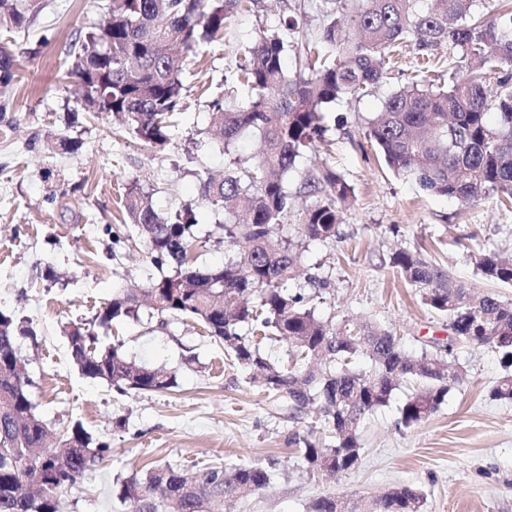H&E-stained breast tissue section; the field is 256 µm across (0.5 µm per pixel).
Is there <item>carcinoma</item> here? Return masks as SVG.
I'll return each instance as SVG.
<instances>
[{
    "mask_svg": "<svg viewBox=\"0 0 512 512\" xmlns=\"http://www.w3.org/2000/svg\"><path fill=\"white\" fill-rule=\"evenodd\" d=\"M261 0H107L106 22L73 44L69 74L82 89L86 114L110 113L131 137L165 145L182 97V54L224 39L236 16L256 13ZM321 33L295 41L297 24L285 19L274 30L260 29L237 52L234 82L245 100L226 107L216 101L211 124L219 126L224 154L248 129L261 135L263 150L250 163L236 156L224 177L202 180L197 202L163 216L152 194L126 189L125 213L159 271L143 288H126L99 308L89 323L64 327L70 359L79 374L105 381L126 393L165 392L176 375L129 358L122 345L99 348L97 330L116 320H140L148 307L171 321L191 319L271 398L284 403L297 423L313 407L331 441L303 442L299 458L307 471L346 473L361 456L364 418L389 404L399 382L413 384L400 408L401 422L415 425L435 413L465 374L449 359L456 341L490 346L509 367L491 388L496 399L512 400V303L486 295L474 302L469 289L419 254L398 251L391 264L431 310L448 316L452 336L444 350L405 353L391 332L367 323L336 328L308 306L302 288L329 287L300 277L304 241L336 237L337 204L351 188L325 169L303 178L297 193L286 177L295 159L324 137L322 105L360 98L384 78L385 65L402 44L418 49L442 43L476 62L470 75L413 83L391 93L370 120L366 136L386 166L415 181L421 190L469 201L500 196L512 201V0L499 16L485 20L478 0H319ZM39 0H0V32L29 30ZM293 52V67L285 65ZM15 78L9 42L0 41V86ZM496 79L489 100L486 81ZM312 198L300 239L285 235L295 198ZM223 216L208 235L227 247L220 266H200L193 251L197 211ZM482 276L512 285V261L496 254L478 262ZM288 341L296 354L281 365L261 350L253 334ZM34 330L14 314L0 311V512H59L57 493L78 480L109 453L79 423L55 444L36 413L30 381L20 366L19 340ZM370 369L363 371L358 360ZM269 467L232 462L202 470L193 478L169 466H155L116 481L118 499L132 512H204L221 499L241 498L266 488ZM424 495L398 485L380 498L357 505L335 497L316 499L311 512H422Z\"/></svg>",
    "mask_w": 512,
    "mask_h": 512,
    "instance_id": "1",
    "label": "carcinoma"
}]
</instances>
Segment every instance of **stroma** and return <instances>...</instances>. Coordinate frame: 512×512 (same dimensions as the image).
<instances>
[{"instance_id": "1", "label": "stroma", "mask_w": 512, "mask_h": 512, "mask_svg": "<svg viewBox=\"0 0 512 512\" xmlns=\"http://www.w3.org/2000/svg\"><path fill=\"white\" fill-rule=\"evenodd\" d=\"M265 4L264 11L237 16L223 41L189 63L182 109L162 148L114 131L106 116L69 120L81 109L78 88L65 76L69 51L102 19L104 0H42L31 29L11 41L16 77L0 91L16 125L0 138V310L26 319L36 332L20 339L19 352L36 411L51 432L78 421L111 446L75 488L59 492L60 512H130L112 485L136 470L169 464L191 475L241 461L271 467L272 483L206 512H309L325 495L356 502L400 484L424 494L423 512H512V401L490 395L503 372L494 348L457 347L464 381L416 425L400 421L412 391L400 383L390 403L364 419L356 468L332 478L311 475L298 460L296 438H329L318 414L289 423L284 409L193 321L165 324L146 311L98 332L100 346L122 345L136 361L173 371L171 390L120 393L83 378L71 363L64 326L91 321L118 289L158 274L125 224L120 198L127 187L149 190L163 213L195 201L200 179L223 173L231 158L208 123L214 98L244 96L224 83L235 71L238 46L287 15L297 18L302 41L324 24L312 0ZM451 55L445 44L427 57L408 45L367 96L327 105L324 140L304 150L288 176L293 188L329 167L352 189L336 238L303 245L304 272L331 283L313 306L336 324L379 325L411 355L446 343L448 320L427 309L392 267L395 251L422 255L474 294L512 301V286L489 282L477 269L481 254L512 256V208L493 197L464 202L426 193L388 170L365 136L392 91L434 77ZM51 134L83 146L75 154L48 150ZM49 269L61 280H44Z\"/></svg>"}]
</instances>
